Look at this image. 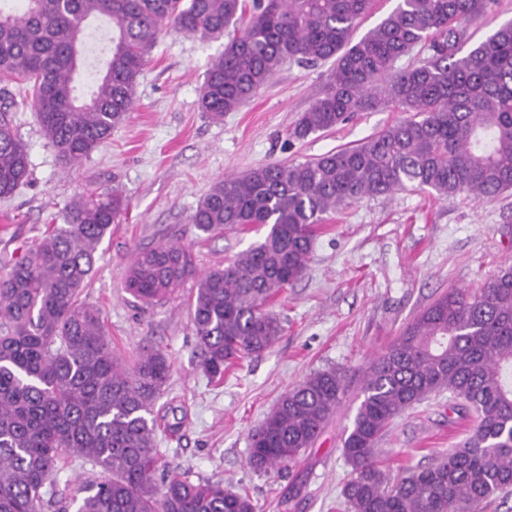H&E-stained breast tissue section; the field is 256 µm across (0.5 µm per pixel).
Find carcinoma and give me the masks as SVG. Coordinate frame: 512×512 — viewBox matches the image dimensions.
Listing matches in <instances>:
<instances>
[{
  "mask_svg": "<svg viewBox=\"0 0 512 512\" xmlns=\"http://www.w3.org/2000/svg\"><path fill=\"white\" fill-rule=\"evenodd\" d=\"M0 5V81L25 83L45 137L65 163L88 157L134 103L138 78L164 30L225 38L211 60L200 108L224 118L290 61L332 62L321 95L293 136L336 128L355 112L404 116L359 143L303 162L269 163L212 186L191 223L204 234L267 228L222 268L200 276L190 318L205 373L270 348L284 328L269 305L306 272L326 216L366 198L416 187L475 201L512 189V21L462 53L468 30L495 0H398L360 39L372 0H21ZM107 19L104 71L75 94L88 23ZM426 52L406 68L397 62ZM0 105V198L27 182L29 157ZM121 195L71 202L0 277V512H44L65 456L105 474L80 484L76 512H256L245 492L194 483L161 463L153 406L170 378L160 351L127 365L106 338L99 308L82 295L102 239L119 223ZM193 270L177 243L139 252L127 290L152 305ZM344 375L328 368L286 391L250 436L249 464L290 467L336 414ZM448 391L475 423L467 442L428 466L390 476L376 444L412 406ZM343 452L352 477L347 512H480L512 488V267L483 287L436 298L365 371ZM166 471L156 478L158 470Z\"/></svg>",
  "mask_w": 512,
  "mask_h": 512,
  "instance_id": "carcinoma-1",
  "label": "carcinoma"
}]
</instances>
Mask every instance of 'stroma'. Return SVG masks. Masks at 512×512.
<instances>
[{
    "mask_svg": "<svg viewBox=\"0 0 512 512\" xmlns=\"http://www.w3.org/2000/svg\"><path fill=\"white\" fill-rule=\"evenodd\" d=\"M223 40L161 35L134 91V106L91 155L64 164L44 136L31 104L14 127L26 146L31 176L0 199V276L12 256L40 240L63 209L89 191H120L121 221L97 251L84 294L103 311L113 352L133 362L146 350L171 363L169 386L154 412L163 461L194 481L247 491L257 512H344L351 468L342 452L362 377L420 311L453 289H477L512 265V190L484 201L448 200L422 189L365 199L335 214L313 246L305 275L274 302L284 327L258 356L211 381L201 368L189 306L199 275L224 266L260 241L253 231L217 236L190 222L214 183L268 163H292L353 145L400 119L395 110L360 112L304 139L291 131L321 95L331 66L284 65L273 79L223 120L210 119L199 97L210 60ZM166 242L189 246L194 270L164 303L148 306L125 288L135 252ZM342 371L346 392L314 446L289 471L255 472L251 433L280 396L315 371ZM473 418L442 392L396 418L377 444L390 470L434 463L463 445Z\"/></svg>",
    "mask_w": 512,
    "mask_h": 512,
    "instance_id": "stroma-1",
    "label": "stroma"
}]
</instances>
